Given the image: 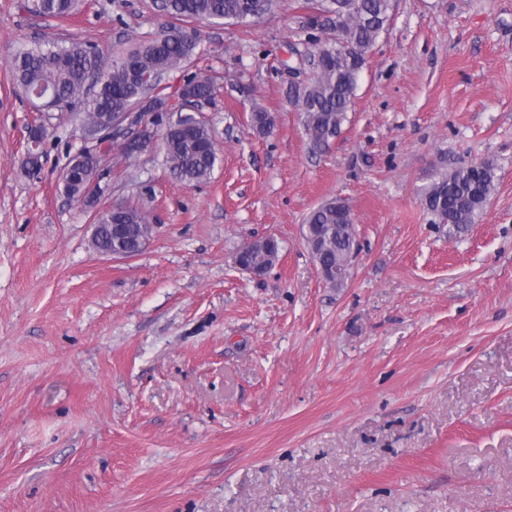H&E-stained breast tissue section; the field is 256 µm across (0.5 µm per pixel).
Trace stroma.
I'll return each mask as SVG.
<instances>
[{"mask_svg":"<svg viewBox=\"0 0 512 512\" xmlns=\"http://www.w3.org/2000/svg\"><path fill=\"white\" fill-rule=\"evenodd\" d=\"M171 22L160 0L63 19L0 0V512H512V0H395L322 153L287 97L312 74L306 11L200 23L208 180L176 179L157 140L113 158L94 205L73 200L66 113L30 176L41 114L12 55L120 53ZM486 159L474 224L436 223L423 188ZM335 198L360 240L339 289L303 238ZM127 202L155 219L146 248L96 251L95 211ZM265 236L280 258L255 278L235 257Z\"/></svg>","mask_w":512,"mask_h":512,"instance_id":"35a3bbf8","label":"stroma"}]
</instances>
